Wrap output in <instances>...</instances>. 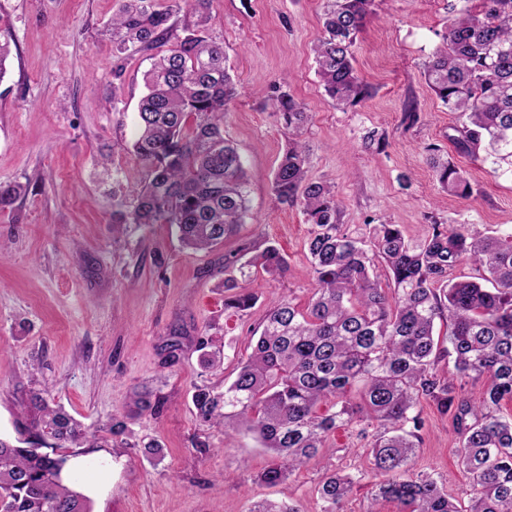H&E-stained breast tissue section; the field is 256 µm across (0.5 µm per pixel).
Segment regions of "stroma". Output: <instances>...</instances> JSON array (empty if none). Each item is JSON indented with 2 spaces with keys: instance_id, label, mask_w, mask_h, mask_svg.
<instances>
[{
  "instance_id": "1",
  "label": "stroma",
  "mask_w": 512,
  "mask_h": 512,
  "mask_svg": "<svg viewBox=\"0 0 512 512\" xmlns=\"http://www.w3.org/2000/svg\"><path fill=\"white\" fill-rule=\"evenodd\" d=\"M448 4L376 0L354 46L357 73L375 94L342 111L315 72L322 0H211L212 35L240 84L224 135L247 172L249 218L219 248L195 252L169 225L113 221L115 211H129L128 194L147 174L132 148L147 57L131 59L120 92L112 90L105 29L121 0H0V44L9 46L0 78V183L26 188L0 209V437L17 439L22 404L34 392L72 415L84 434L62 453L92 512H247L262 498L319 512L316 486L325 470L368 468L363 439L340 428L330 438L339 454L278 485L260 484L269 453L247 434L201 431L190 396L194 386L234 377L272 302L290 295L303 306L315 288L304 250L310 226L300 207L271 194L290 138L269 105L274 87L309 113L302 133L308 175L334 186L350 235L382 220L414 242L435 221L483 232L512 227V180L456 151L448 128L458 118L422 76L449 23ZM409 107L417 114L411 124L403 120ZM371 132L385 136L384 149L365 146ZM430 145L463 171L470 197L440 187ZM265 240L287 256L285 277L257 274L247 283L256 305L225 312L219 262L241 244ZM201 336L223 348L219 369L200 367ZM173 342L180 361L166 369ZM145 384L162 396L159 412L135 419L130 437L101 439L113 418L127 414L134 387ZM422 412L428 430L417 467L465 499L469 477L454 461L456 435L432 407ZM200 432L209 443L202 451L192 446ZM145 436L162 444V460L150 462L135 447Z\"/></svg>"
}]
</instances>
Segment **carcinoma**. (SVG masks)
<instances>
[{"label":"carcinoma","mask_w":512,"mask_h":512,"mask_svg":"<svg viewBox=\"0 0 512 512\" xmlns=\"http://www.w3.org/2000/svg\"><path fill=\"white\" fill-rule=\"evenodd\" d=\"M443 43L424 63L437 98L458 114L456 149L482 157L499 175L512 177V0H459ZM376 0H323V34L312 51L324 90L339 107L369 97L354 67L357 34ZM210 0H123L112 16L113 79L127 62L158 50L144 75L147 93L137 112L133 148L147 167L134 191L132 210L114 213L117 224H171L182 244L211 250L235 235L248 215L246 171L236 147L224 137V112L239 84L226 66L224 44L209 36ZM191 19L177 26L182 10ZM168 46L162 51L160 47ZM270 105L290 131L308 113L288 92ZM430 164L439 184L469 197L472 188L440 149ZM309 154L288 143L272 178L274 200L296 203L311 224L306 257L316 288L304 308L291 298L273 302L247 358L219 390L196 385L191 393L199 425L228 436L245 431L271 453L257 475L277 485L329 451L340 427L358 428L367 440L370 470L325 474L316 491L320 512H344L354 487L371 485L368 512L382 500L407 512H512V229L485 234L470 224L432 225L421 242L406 239L383 221L369 242L341 230L333 187L308 177ZM20 184L0 185V206L13 204ZM467 258L483 274L478 281L448 278ZM385 271L381 283L377 268ZM288 259L271 241L224 255V310L251 309L255 293L239 280L261 271L285 274ZM200 363L212 369L221 350L198 342ZM454 356L455 372L442 361ZM485 380L475 401L469 380ZM331 402L325 413L320 405ZM449 419L457 437V464L469 474L467 506L458 507L433 475L414 472L426 430L422 403ZM127 419L112 418L114 437L132 434L129 421L160 407L147 387L131 397ZM20 422L22 445L0 438V512H90L88 498L64 479L62 448L82 435L67 413L40 393L28 398ZM247 512H301L293 503L259 500Z\"/></svg>","instance_id":"carcinoma-1"}]
</instances>
